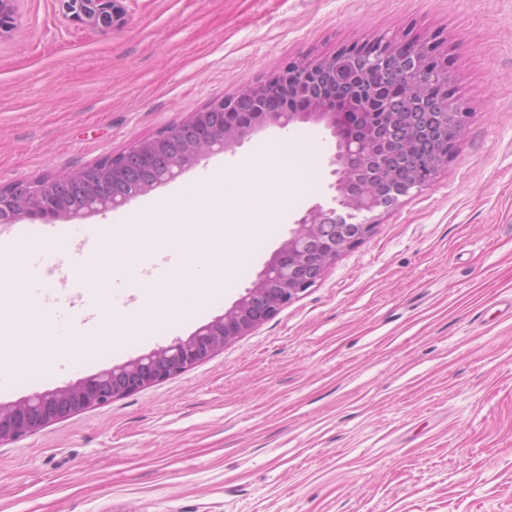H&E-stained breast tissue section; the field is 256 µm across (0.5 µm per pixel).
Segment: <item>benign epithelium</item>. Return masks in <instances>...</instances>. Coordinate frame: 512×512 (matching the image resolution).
I'll return each instance as SVG.
<instances>
[{
  "instance_id": "1",
  "label": "benign epithelium",
  "mask_w": 512,
  "mask_h": 512,
  "mask_svg": "<svg viewBox=\"0 0 512 512\" xmlns=\"http://www.w3.org/2000/svg\"><path fill=\"white\" fill-rule=\"evenodd\" d=\"M18 0H0V37L17 26ZM69 19L83 26L110 29L126 20L125 0H60ZM350 55L362 68L349 83L329 93L314 88L336 78L337 57ZM388 72L390 84L405 93L379 104L364 96L366 77ZM448 72L427 48L396 34L365 47L290 62L253 86L212 101L156 136L109 155L60 178L0 185V222L20 217L45 223L61 217L81 218L125 207L133 198L177 180L202 160L240 144L269 125L323 122L337 139L335 188L340 213L313 205L295 220V228L267 262L252 286L224 314L176 339L124 363L114 364L75 385L35 392L16 402H0V446L32 435L49 424L87 409L104 406L181 374L212 358L230 342L249 334L275 316L308 288L319 283L346 250L367 237L373 225L358 215L387 211L400 198L432 184L464 134L468 108L452 92L433 95V86ZM424 133L429 145L445 150L421 157L399 155L394 145ZM134 157L144 173L162 171L156 181L127 189V166ZM73 183L88 198L83 208L66 206L58 185Z\"/></svg>"
}]
</instances>
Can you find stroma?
<instances>
[{"label":"stroma","mask_w":512,"mask_h":512,"mask_svg":"<svg viewBox=\"0 0 512 512\" xmlns=\"http://www.w3.org/2000/svg\"><path fill=\"white\" fill-rule=\"evenodd\" d=\"M108 30L20 0L0 37V184L123 152L288 61L399 33L430 40L469 108L432 187L274 317L195 368L0 446V512H512V0H126ZM316 186L234 288L173 330L48 376L13 402L187 338L229 309L295 219L335 207L331 130L299 123ZM268 126L186 171L205 179L284 137ZM182 181L75 219L120 224ZM12 270L82 269L18 243Z\"/></svg>","instance_id":"stroma-1"}]
</instances>
